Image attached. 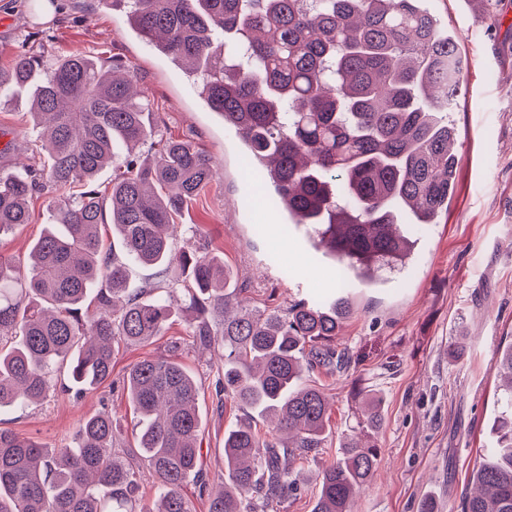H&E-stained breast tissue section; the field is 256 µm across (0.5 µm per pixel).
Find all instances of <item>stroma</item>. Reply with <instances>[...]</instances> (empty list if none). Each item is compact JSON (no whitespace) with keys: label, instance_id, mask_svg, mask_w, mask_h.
I'll list each match as a JSON object with an SVG mask.
<instances>
[{"label":"stroma","instance_id":"obj_1","mask_svg":"<svg viewBox=\"0 0 512 512\" xmlns=\"http://www.w3.org/2000/svg\"><path fill=\"white\" fill-rule=\"evenodd\" d=\"M39 2L0 0L1 64L21 52L48 65L72 53L122 59L145 93L157 135L190 140L218 162L213 180L176 219L199 235H178L176 247L208 246L244 288L252 309L349 298L352 313L337 345L348 352L350 366L313 374L311 381L331 406L328 460L357 429L356 392L382 399L380 463L353 512H418L428 495L437 512H459L470 474L493 440L496 351L512 339V0H425V8L457 36L474 96L460 100L451 114L458 164L446 217L418 224L398 210L397 221L414 242L413 257L401 269L383 270L372 285L340 276L337 262L317 250L307 227L282 224L276 210L258 199L241 172L235 130L209 110L192 78L135 35L123 10L111 0H48L51 9L43 13ZM29 99L23 90L0 98L2 173L43 157ZM49 200L45 193L32 197L29 223L0 236V256L25 262L49 222ZM460 336L466 351L451 357L448 346ZM172 340L189 348L185 320L151 344L119 345L112 383L1 411L0 428L62 448L75 445L86 417L106 412L120 426L123 457L135 461L137 416L120 381L135 362L163 352ZM217 362V354L190 348L183 359L199 384L203 459L214 484L224 477V430L244 418L215 394Z\"/></svg>","mask_w":512,"mask_h":512}]
</instances>
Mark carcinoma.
<instances>
[{
    "label": "carcinoma",
    "instance_id": "1",
    "mask_svg": "<svg viewBox=\"0 0 512 512\" xmlns=\"http://www.w3.org/2000/svg\"><path fill=\"white\" fill-rule=\"evenodd\" d=\"M130 28L194 78L199 95L236 129L244 175L288 224L312 228L317 248L365 283L406 264L413 243L396 208L417 224L448 213L455 131L447 112L465 84L458 40L422 0H128ZM119 64L72 54L43 67L27 53L0 65V97L28 88L47 139L42 168L0 175V233L29 223V200L52 194V224L26 269L0 257V410L40 403L66 366L79 390L112 376L115 344L148 343L172 319L195 313L201 352L221 336L216 391L273 425L224 431V486L207 489L208 512H270L301 490L296 464L322 458L328 402L311 374L347 369L336 335L350 313L299 301L253 312L224 263L205 247L173 251L174 217L206 187L214 160L187 140L157 142L132 77ZM130 151L102 192L97 175ZM110 214L121 252L97 228ZM158 268L149 291L126 288L128 265ZM96 301L94 310L86 302ZM222 316L216 332L209 318ZM174 341L133 364L123 390L139 413V461L117 448L112 416L84 419L75 448H45L0 429V512H192L182 494L200 471L196 379ZM496 443L469 481L460 512H512V341L499 351ZM358 427L321 468L312 512H353L378 465L373 438L381 399L365 394ZM154 504L138 497L141 473Z\"/></svg>",
    "mask_w": 512,
    "mask_h": 512
}]
</instances>
